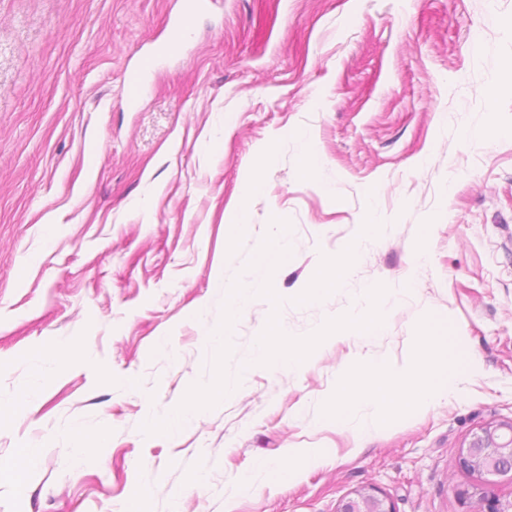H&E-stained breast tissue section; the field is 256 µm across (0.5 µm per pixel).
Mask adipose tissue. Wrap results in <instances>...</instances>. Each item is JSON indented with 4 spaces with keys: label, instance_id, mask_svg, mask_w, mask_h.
<instances>
[{
    "label": "adipose tissue",
    "instance_id": "1",
    "mask_svg": "<svg viewBox=\"0 0 512 512\" xmlns=\"http://www.w3.org/2000/svg\"><path fill=\"white\" fill-rule=\"evenodd\" d=\"M376 230V225H365L358 245L352 246L342 255L328 259L323 274L315 284L305 289L309 299H320L326 290L335 287L341 271L355 263L361 245L373 240ZM442 341L438 327L427 326L422 336L418 338L414 356L403 366L385 375L376 364L370 363L359 371L347 375L342 382L346 397L337 400L332 407L337 425L346 423L349 411L355 403L368 400L379 393L380 381L384 378L388 379L395 400L422 406L432 403L437 391L453 382V369L450 362H440L434 357V351ZM302 360V349L290 346L281 333L273 331L261 337L251 366L265 370L274 366L293 368L300 366Z\"/></svg>",
    "mask_w": 512,
    "mask_h": 512
}]
</instances>
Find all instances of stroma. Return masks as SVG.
Listing matches in <instances>:
<instances>
[{
    "mask_svg": "<svg viewBox=\"0 0 512 512\" xmlns=\"http://www.w3.org/2000/svg\"><path fill=\"white\" fill-rule=\"evenodd\" d=\"M183 4L0 0V464L38 451L0 512H337L362 486L462 512L460 448L512 419V0H211L175 44ZM280 230L288 264L258 265ZM367 305L381 332L351 335ZM427 322L456 388L337 428L340 374L403 365ZM273 329L302 368L249 369ZM191 396L185 431L145 432ZM76 427L109 447L78 454ZM155 62V57L150 56L133 72L127 83V99L130 104H135L141 97L144 90V77L147 71ZM364 232L358 243L349 248L344 254L329 258L323 274L316 279L315 284L304 288L309 300H318L329 288L335 287L341 271L353 265L362 246L373 240L377 230V224H363Z\"/></svg>",
    "mask_w": 512,
    "mask_h": 512,
    "instance_id": "35a3bbf8",
    "label": "stroma"
}]
</instances>
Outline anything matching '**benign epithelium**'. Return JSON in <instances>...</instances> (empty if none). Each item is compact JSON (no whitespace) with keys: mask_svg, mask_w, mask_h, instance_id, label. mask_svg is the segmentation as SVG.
<instances>
[{"mask_svg":"<svg viewBox=\"0 0 512 512\" xmlns=\"http://www.w3.org/2000/svg\"><path fill=\"white\" fill-rule=\"evenodd\" d=\"M461 468L487 478V483L472 484L456 490L465 512H512V500L501 499L488 489L493 479L512 483V420L488 424L473 434L467 446L460 449ZM338 512H394L391 502L363 487L345 499Z\"/></svg>","mask_w":512,"mask_h":512,"instance_id":"obj_1","label":"benign epithelium"}]
</instances>
